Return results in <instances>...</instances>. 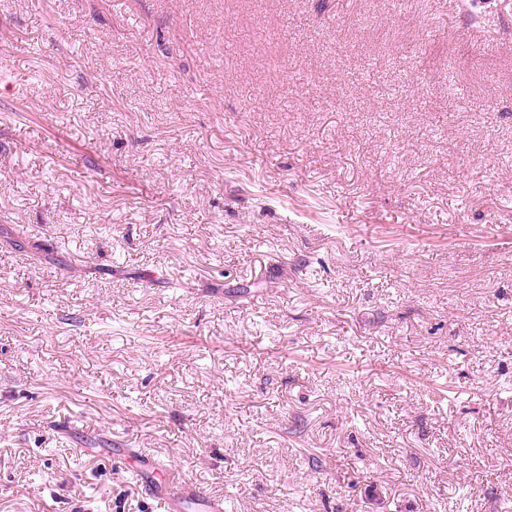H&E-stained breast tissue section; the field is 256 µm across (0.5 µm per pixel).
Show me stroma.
<instances>
[{
	"label": "stroma",
	"instance_id": "obj_1",
	"mask_svg": "<svg viewBox=\"0 0 512 512\" xmlns=\"http://www.w3.org/2000/svg\"><path fill=\"white\" fill-rule=\"evenodd\" d=\"M112 448L512 512V0H0V512H165Z\"/></svg>",
	"mask_w": 512,
	"mask_h": 512
}]
</instances>
